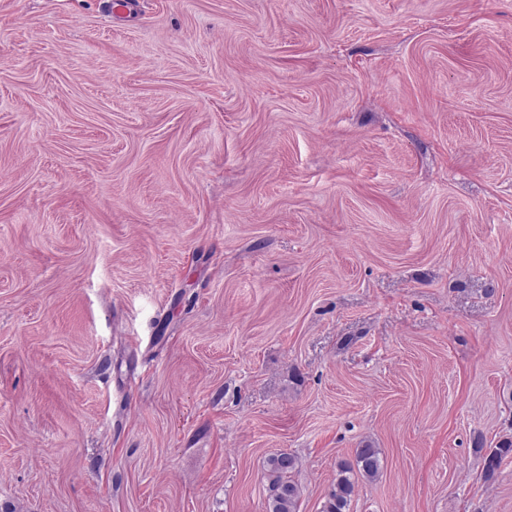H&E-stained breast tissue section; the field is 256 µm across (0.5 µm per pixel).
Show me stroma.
<instances>
[{
    "instance_id": "obj_1",
    "label": "stroma",
    "mask_w": 512,
    "mask_h": 512,
    "mask_svg": "<svg viewBox=\"0 0 512 512\" xmlns=\"http://www.w3.org/2000/svg\"><path fill=\"white\" fill-rule=\"evenodd\" d=\"M0 0V512H512V0ZM512 455V440L503 441L493 448L485 458L483 478L485 482H493L503 460ZM377 448L365 444L357 448L354 462H341L338 466L336 483L331 489L322 512H345L354 493L355 475L374 480L381 467ZM267 465L272 476L269 512H296L301 492L291 474L297 468V458L288 452H279L268 458Z\"/></svg>"
}]
</instances>
